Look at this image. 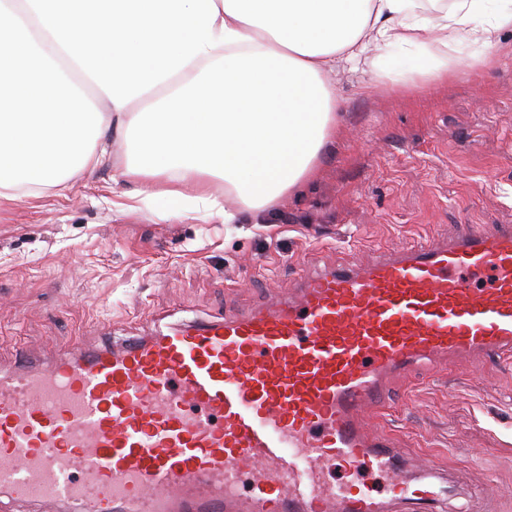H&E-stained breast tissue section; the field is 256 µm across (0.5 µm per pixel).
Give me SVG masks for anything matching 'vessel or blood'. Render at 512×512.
<instances>
[{
	"label": "vessel or blood",
	"instance_id": "obj_1",
	"mask_svg": "<svg viewBox=\"0 0 512 512\" xmlns=\"http://www.w3.org/2000/svg\"><path fill=\"white\" fill-rule=\"evenodd\" d=\"M512 357V224L323 267L283 301L0 370V494L94 512H390L441 487L401 464L388 385Z\"/></svg>",
	"mask_w": 512,
	"mask_h": 512
}]
</instances>
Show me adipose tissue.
Returning a JSON list of instances; mask_svg holds the SVG:
<instances>
[{
    "label": "adipose tissue",
    "instance_id": "1",
    "mask_svg": "<svg viewBox=\"0 0 512 512\" xmlns=\"http://www.w3.org/2000/svg\"><path fill=\"white\" fill-rule=\"evenodd\" d=\"M98 89L85 101L0 0V200L38 197L103 162L163 176L184 200L222 179L228 224L297 190L336 139L339 70L405 91L447 83L449 47L480 71L512 0H21Z\"/></svg>",
    "mask_w": 512,
    "mask_h": 512
}]
</instances>
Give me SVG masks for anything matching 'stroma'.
Listing matches in <instances>:
<instances>
[{"label": "stroma", "mask_w": 512, "mask_h": 512, "mask_svg": "<svg viewBox=\"0 0 512 512\" xmlns=\"http://www.w3.org/2000/svg\"><path fill=\"white\" fill-rule=\"evenodd\" d=\"M333 82L335 143L262 223L169 215L168 182L124 176L118 148L63 191L0 202V364L97 341L103 322L141 335L163 310L244 313L286 298L317 264L512 224V52L410 96L359 71ZM145 182L155 205L119 210ZM389 398L403 453L446 475L438 512H512V359L464 360Z\"/></svg>", "instance_id": "obj_1"}]
</instances>
